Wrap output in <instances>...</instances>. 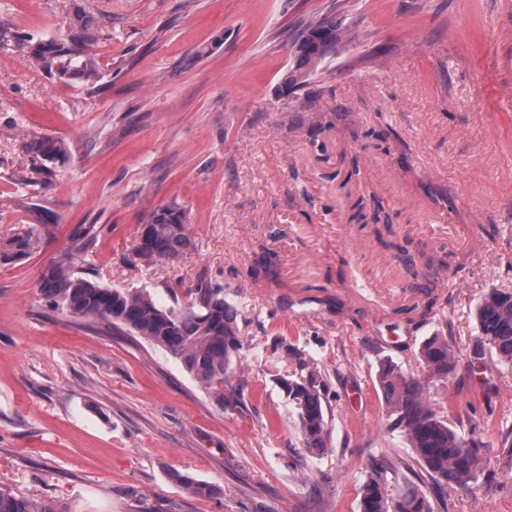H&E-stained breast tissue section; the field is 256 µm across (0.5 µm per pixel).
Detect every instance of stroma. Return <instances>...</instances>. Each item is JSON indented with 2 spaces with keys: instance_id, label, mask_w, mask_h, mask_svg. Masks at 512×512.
<instances>
[{
  "instance_id": "obj_1",
  "label": "stroma",
  "mask_w": 512,
  "mask_h": 512,
  "mask_svg": "<svg viewBox=\"0 0 512 512\" xmlns=\"http://www.w3.org/2000/svg\"><path fill=\"white\" fill-rule=\"evenodd\" d=\"M330 11L358 39L286 88L300 22ZM82 16L101 90L0 54V240L41 212L56 225L0 261V491L52 512H359L372 457L406 451L378 362L419 371L439 332L458 353L445 411L482 443L448 512H512V367L469 368L476 305L512 291V0H0V19L47 35ZM37 137L71 147L44 189L21 181ZM173 201L191 251L134 261L140 224ZM68 253L76 275L163 306L223 287L238 404L126 330L50 311L40 274ZM296 351L327 376L320 451L277 382Z\"/></svg>"
}]
</instances>
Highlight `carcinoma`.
Segmentation results:
<instances>
[{
    "instance_id": "obj_1",
    "label": "carcinoma",
    "mask_w": 512,
    "mask_h": 512,
    "mask_svg": "<svg viewBox=\"0 0 512 512\" xmlns=\"http://www.w3.org/2000/svg\"><path fill=\"white\" fill-rule=\"evenodd\" d=\"M353 25L336 20V14L308 18L295 38L291 52L295 65L284 84L293 88L306 82L322 60L336 48L352 41ZM98 31L88 23L65 34L48 36L26 32L0 19V54H16L33 67L58 79L79 77L97 87L100 73L94 48ZM32 166L22 178L26 186L41 187L53 175V166L64 164L70 148L61 139L35 138L26 142ZM138 235L133 260L151 263L180 258L192 248L188 217L173 201L152 211ZM54 224L37 218L6 242H0V259L15 261L33 254ZM72 257L48 265L41 274L40 292L47 306L107 328H124L158 346L179 360L186 371L210 394L224 401L233 357L242 347L236 317L224 301V289L200 281L191 303L164 308L146 290L129 291L92 283L71 270ZM475 319L477 340L494 352L499 361L512 363V292L490 288L479 301ZM456 352L448 338L437 333L419 348L421 372H407L393 360H379L376 383L388 417L400 429L411 450L410 458L381 455L372 459L369 474L360 488V512H437L439 496L430 499L418 487L398 484L389 476L415 469L426 474L439 491L467 487L480 468L479 444L458 433L444 415L443 405L431 389L445 384L456 369ZM326 374L305 360L279 379L281 388L299 417V436L309 451L327 447L330 432L325 394ZM0 512H50L13 495L0 492Z\"/></svg>"
}]
</instances>
